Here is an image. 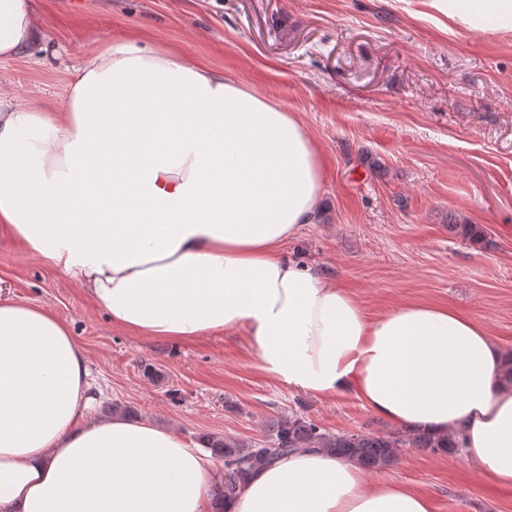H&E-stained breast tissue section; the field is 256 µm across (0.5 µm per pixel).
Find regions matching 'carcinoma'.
I'll use <instances>...</instances> for the list:
<instances>
[{
    "mask_svg": "<svg viewBox=\"0 0 512 512\" xmlns=\"http://www.w3.org/2000/svg\"><path fill=\"white\" fill-rule=\"evenodd\" d=\"M448 233L472 244H486L479 224L448 223ZM204 448L224 460V478L212 490L215 512H223L224 502L234 499L253 471L274 464L290 453L323 448L352 459L365 469L391 465L401 448H419L431 453H450L460 447L461 433L433 437L425 432L406 430L380 433H329L301 415H282L270 421L262 440H239L214 434L203 435Z\"/></svg>",
    "mask_w": 512,
    "mask_h": 512,
    "instance_id": "obj_1",
    "label": "carcinoma"
}]
</instances>
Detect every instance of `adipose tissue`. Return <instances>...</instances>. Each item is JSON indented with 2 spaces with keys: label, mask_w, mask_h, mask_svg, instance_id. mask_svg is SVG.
<instances>
[{
  "label": "adipose tissue",
  "mask_w": 512,
  "mask_h": 512,
  "mask_svg": "<svg viewBox=\"0 0 512 512\" xmlns=\"http://www.w3.org/2000/svg\"><path fill=\"white\" fill-rule=\"evenodd\" d=\"M512 32V0H433ZM35 0H0V60L38 44ZM324 163L295 113L122 32L84 53L56 109L0 94V225L72 276L113 327L154 339L242 331L262 369L354 394L396 428H463L512 488V386L486 329L445 305L368 318L283 257L320 209ZM86 352L55 313L0 301V512H209L216 464L147 421L92 419ZM224 512H432L430 498L320 449L256 470Z\"/></svg>",
  "instance_id": "obj_1"
}]
</instances>
